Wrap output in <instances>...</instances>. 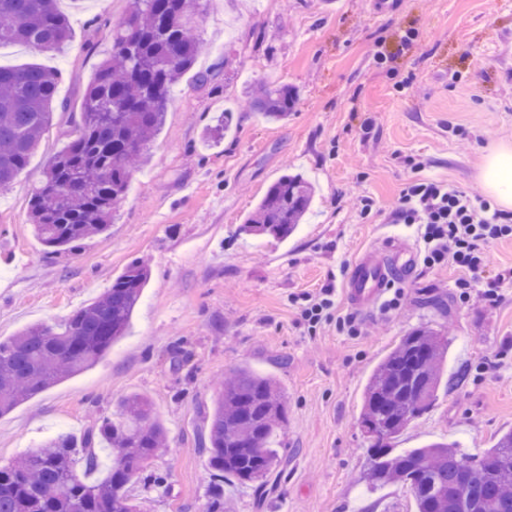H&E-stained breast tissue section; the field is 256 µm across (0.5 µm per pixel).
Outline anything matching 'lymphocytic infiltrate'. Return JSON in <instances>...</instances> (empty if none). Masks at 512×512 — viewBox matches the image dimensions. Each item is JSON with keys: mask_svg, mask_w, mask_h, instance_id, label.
I'll return each instance as SVG.
<instances>
[{"mask_svg": "<svg viewBox=\"0 0 512 512\" xmlns=\"http://www.w3.org/2000/svg\"><path fill=\"white\" fill-rule=\"evenodd\" d=\"M393 218L398 224L419 225L425 267L449 262L465 271L458 283L462 301L478 297L493 302L512 285V269L492 277L485 274L489 243L512 236V212L495 208L481 194L415 179L402 188Z\"/></svg>", "mask_w": 512, "mask_h": 512, "instance_id": "f902f5d3", "label": "lymphocytic infiltrate"}]
</instances>
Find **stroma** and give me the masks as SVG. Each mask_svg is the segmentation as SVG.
I'll return each mask as SVG.
<instances>
[{
	"label": "stroma",
	"mask_w": 512,
	"mask_h": 512,
	"mask_svg": "<svg viewBox=\"0 0 512 512\" xmlns=\"http://www.w3.org/2000/svg\"><path fill=\"white\" fill-rule=\"evenodd\" d=\"M127 7L60 0L72 30L66 48L0 45L2 66L60 71L57 98L68 105L27 169L0 190V339L62 321L132 259L150 269L127 336L91 368L0 416V466L58 433H83L121 397L140 394L167 428L150 463L167 486L148 512H205L213 388L247 366L276 378L288 418L267 486L225 479L234 512H413L406 488L371 492L363 482L368 376L409 330L447 336L448 369L464 377L440 387L396 446L446 438L482 453L512 430V287L494 304L464 303L455 287L462 271L419 264L397 285L402 306L358 315L357 336L332 320L310 327L301 309L329 288L345 315L343 288L359 255L392 235L418 246L417 225L391 221L410 179L483 192V156L512 141V0H204V51L174 91L148 163L107 231L54 253L33 233L30 192L66 146ZM405 79L409 88L399 89ZM263 80L298 89L287 119L248 111L244 90ZM226 110L233 132L207 138ZM289 170L316 188L296 233L283 241L239 233Z\"/></svg>",
	"instance_id": "obj_1"
}]
</instances>
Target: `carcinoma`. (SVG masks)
<instances>
[{"label":"carcinoma","instance_id":"obj_1","mask_svg":"<svg viewBox=\"0 0 512 512\" xmlns=\"http://www.w3.org/2000/svg\"><path fill=\"white\" fill-rule=\"evenodd\" d=\"M112 26L111 52L88 84L80 116L65 148L46 163L28 202L34 235L47 247L70 250L105 232L126 196L133 165L145 164L162 128L171 91L204 45L200 0H128ZM71 39L57 0H0V44L34 52ZM59 74L31 64L0 65V188L27 166L53 119ZM296 87L264 83L248 93V107L269 121L284 119ZM315 186L300 174L272 184L241 230L285 239L310 211ZM149 281L142 260L112 279L95 301L54 325L31 326L0 340V416L92 367L127 333ZM448 382V338L424 326L403 336L374 367L364 387L361 423L371 486L401 485L414 512H512V430L491 448L466 456L454 441H432L397 452L393 442L434 404ZM287 401L277 380L239 367L216 388L205 443L209 491L206 512H229L224 477L263 485L278 461L274 448ZM166 428L150 400L122 398L110 418L81 439L49 438L0 467V512H144L138 482L159 490L162 474H145L165 447ZM109 451L108 476L89 482L99 466L95 447ZM84 461L78 476L76 456Z\"/></svg>","mask_w":512,"mask_h":512}]
</instances>
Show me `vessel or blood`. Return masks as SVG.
Returning <instances> with one entry per match:
<instances>
[{"instance_id": "b4317fda", "label": "vessel or blood", "mask_w": 512, "mask_h": 512, "mask_svg": "<svg viewBox=\"0 0 512 512\" xmlns=\"http://www.w3.org/2000/svg\"><path fill=\"white\" fill-rule=\"evenodd\" d=\"M414 252L410 245L392 239L364 253L350 269L345 298L360 313H372L383 301L388 287L412 266Z\"/></svg>"}]
</instances>
